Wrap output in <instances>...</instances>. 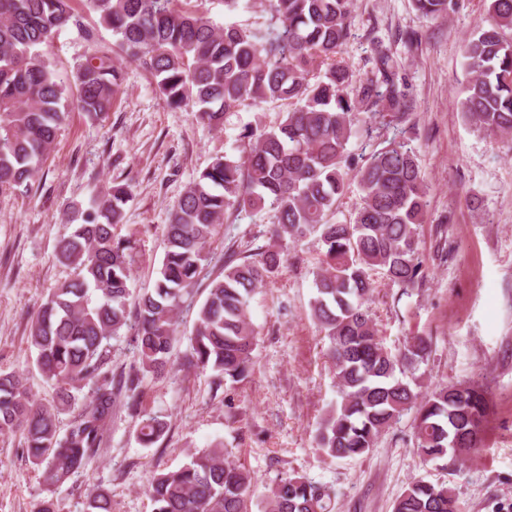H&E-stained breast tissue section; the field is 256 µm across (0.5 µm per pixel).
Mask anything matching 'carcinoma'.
Listing matches in <instances>:
<instances>
[{
    "mask_svg": "<svg viewBox=\"0 0 512 512\" xmlns=\"http://www.w3.org/2000/svg\"><path fill=\"white\" fill-rule=\"evenodd\" d=\"M75 0H0V194L29 189L64 124L62 100L88 120L101 122L118 95L125 66L153 79L163 104L190 106L212 131L242 106L257 109L286 101L279 124L243 126L235 146L218 154L190 182L170 213L164 256L152 287L133 294L135 233L118 226L131 198L115 184L85 209L73 208L72 231L57 242V260L70 269L30 319L27 344L37 369L54 385L49 402L30 393L27 378L0 371V435L22 436L39 470L46 497L37 512H57L52 495L86 472L106 443L121 392L139 443L155 444L166 432L163 416L139 409L137 395L149 377L175 361L213 374L221 388L247 377L257 331L248 317L257 289L288 262V244L319 233L323 246L315 273L310 316L328 340L341 395L315 436L322 456L356 459L411 411L414 447L426 461L483 445L490 412L474 384H445L423 394L401 375L424 360L431 339L415 334L403 350L383 345L371 311L378 272L388 283L412 288L422 278L419 229L427 212V184L416 152L402 138L373 150L357 172L361 206L346 221L333 219L348 191L347 146L375 119L400 123L407 112L395 83L397 61L373 43L374 69L358 78L343 58L353 36L354 0H263L255 27L214 24L191 0H80L97 18L84 26ZM487 19L464 40L470 74L458 109L464 121L494 137L512 136V0H487ZM418 15L436 21L451 0H412ZM73 26L86 48L75 86L55 71L49 47ZM115 42L102 43L99 29ZM274 211L268 243L252 258L220 261L208 245L224 219L242 211ZM219 272H214L215 267ZM207 294L196 309L183 355L175 353L180 313L203 281ZM130 337L134 363L114 380L107 369L109 341ZM91 395L66 429L59 415L75 407L76 392ZM257 479L216 442L183 466L151 478L153 512H250ZM262 512H335L330 487L304 476H284L266 488ZM85 512H112L111 493L96 487ZM393 512H462L455 489L423 478L397 497Z\"/></svg>",
    "mask_w": 512,
    "mask_h": 512,
    "instance_id": "carcinoma-1",
    "label": "carcinoma"
}]
</instances>
